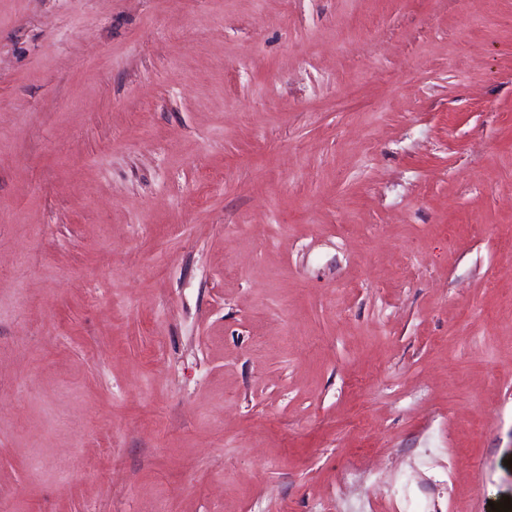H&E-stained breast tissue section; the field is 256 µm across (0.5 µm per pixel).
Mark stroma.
Wrapping results in <instances>:
<instances>
[{
  "mask_svg": "<svg viewBox=\"0 0 512 512\" xmlns=\"http://www.w3.org/2000/svg\"><path fill=\"white\" fill-rule=\"evenodd\" d=\"M0 0V497H512V0Z\"/></svg>",
  "mask_w": 512,
  "mask_h": 512,
  "instance_id": "1",
  "label": "stroma"
}]
</instances>
